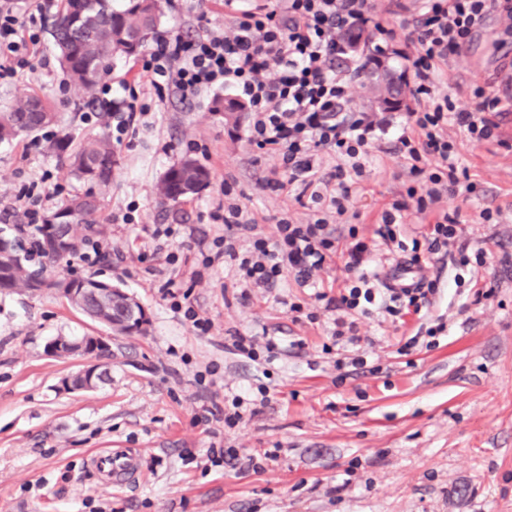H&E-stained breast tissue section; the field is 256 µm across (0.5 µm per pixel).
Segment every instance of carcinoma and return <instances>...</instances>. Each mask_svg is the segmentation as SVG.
I'll return each instance as SVG.
<instances>
[{
  "label": "carcinoma",
  "instance_id": "cac0c4a2",
  "mask_svg": "<svg viewBox=\"0 0 512 512\" xmlns=\"http://www.w3.org/2000/svg\"><path fill=\"white\" fill-rule=\"evenodd\" d=\"M162 14V0H149L144 8L140 0H123L119 9L112 7V0H62L51 36L68 80L93 91L110 72L115 55L138 54L149 36L157 33ZM58 122V113L49 100L25 94L8 111L0 113V142ZM68 162L75 177L87 188L67 199L52 214L56 220L52 228L69 239L71 245L61 247L59 252L51 250L52 228L47 223L27 230L22 224H14L10 233L0 228V244L11 251V256L0 258L1 292L40 289L47 282L46 265L75 256L83 242L100 234V198L110 191L116 163L112 144L105 137L90 138L68 155ZM206 178L202 166L186 159L165 173L158 193L163 200L176 205L194 193L197 181L204 182ZM35 257L40 261L34 268L28 262Z\"/></svg>",
  "mask_w": 512,
  "mask_h": 512
}]
</instances>
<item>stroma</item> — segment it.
I'll use <instances>...</instances> for the list:
<instances>
[{"label": "stroma", "mask_w": 512, "mask_h": 512, "mask_svg": "<svg viewBox=\"0 0 512 512\" xmlns=\"http://www.w3.org/2000/svg\"><path fill=\"white\" fill-rule=\"evenodd\" d=\"M201 13L223 22L224 0H177L160 29L195 35ZM503 24L493 18L441 66L440 94L464 103L475 86L489 84L512 100V44L494 47ZM34 62L29 78L0 84V112L34 91L51 100L61 122L0 142V208L13 206L20 185L42 171L65 196L83 191L55 147L57 138L75 143L112 134L110 113L84 123L97 95L69 82L50 35L36 46ZM357 64L350 108L384 113L393 129L403 125L411 95H404L403 107L383 109L373 64L362 57ZM232 95L218 89L189 105L167 93L154 102L114 146L119 163L99 237L111 263L72 257L56 271L125 289L149 313L144 332L112 333L49 291L0 293V512H90L94 502L111 512H512V110L497 137L480 143L448 128L457 166L476 190L445 197L440 207L458 210L463 241L487 249L491 258L471 271L459 270L445 251L424 260L425 275L439 288L430 312L444 315L447 334L436 348L406 358L397 349L416 332L418 315L401 323L379 313L357 316L360 351L376 371L340 382L335 355L323 351L332 315L313 292L335 296L349 282V235H341L312 288L288 274L272 290L245 294L223 263H204L224 234L209 213L225 197L268 235L281 218L304 224L315 212L314 203H298L292 189L266 187L264 178L278 161L249 146L250 112L231 118L215 109L216 101ZM394 142L392 132L375 141L367 176L337 220L374 246L373 263L385 277L396 262L387 249H376L374 231L382 210L409 183ZM188 155L208 171V182L181 203L164 204L156 185ZM131 203L135 221L121 223ZM486 209L495 213L488 222L480 217ZM158 224L178 230L159 252L151 239ZM170 252L178 255L176 264L167 262ZM172 276L210 319L207 334H198L164 297L161 287ZM478 289L489 296L477 303L472 294ZM292 303L302 305V317L289 311ZM311 312L317 321L308 320ZM238 333L280 340L281 355L266 366V405L252 403L255 365L229 348ZM60 336L104 337L111 357L96 388L61 389V380L85 359L51 355L47 345ZM236 395L247 414L230 429L222 411ZM213 448H236L244 457L275 449L279 457L254 472L212 465ZM108 449L138 457L137 475L123 486H104L90 464Z\"/></svg>", "instance_id": "1"}]
</instances>
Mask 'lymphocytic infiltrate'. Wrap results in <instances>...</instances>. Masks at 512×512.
<instances>
[{"mask_svg": "<svg viewBox=\"0 0 512 512\" xmlns=\"http://www.w3.org/2000/svg\"><path fill=\"white\" fill-rule=\"evenodd\" d=\"M53 3L40 0L35 11L23 15L16 0H0V81L17 79L29 68L43 15ZM494 14L511 18L512 0H423L410 33L403 36L374 12L371 0H288L282 15L261 6L244 10L238 0H224L223 25L202 14L195 37L166 32L153 39L142 58L146 82L137 91L124 86L125 110L117 114L115 129L123 135L133 128L137 115L150 112L152 96L172 91L194 103L205 92L231 87L252 114L249 143L280 160L278 176L266 177V185L294 186L318 210L307 224L278 220L269 238L243 220L238 203L224 204L209 214L224 225L215 256L250 285L274 288L288 272L307 286L336 252L328 210L345 214L353 187L366 175L370 148L389 128L374 114L349 110V77L335 67L346 54L343 37L374 36L386 44L404 39L416 106L407 114L408 128L397 135L396 147L414 183L405 198L393 200L383 211L376 234L382 244L395 246L397 264L409 277L391 284L379 272H361L368 246L358 241L348 252V268L359 272L353 284L336 296L315 294L326 310L337 314L333 339L355 344L356 325L344 320L345 312L378 311L398 319L428 309L435 284L410 273L421 265L423 253L457 245L460 221L455 212L440 215L421 240L399 239L398 227L409 206L424 213L445 194L455 193L460 179L449 125L476 142L492 138L499 127L501 100L493 93L476 88L472 103L460 107L436 90L440 66L457 56ZM324 151L336 154L338 162L322 175L314 158ZM48 180L41 175L17 193L25 223H43L47 202L62 194V187H48ZM330 184L333 194L324 195L323 187ZM244 237L250 248L242 252L238 242Z\"/></svg>", "mask_w": 512, "mask_h": 512, "instance_id": "f902f5d3", "label": "lymphocytic infiltrate"}]
</instances>
